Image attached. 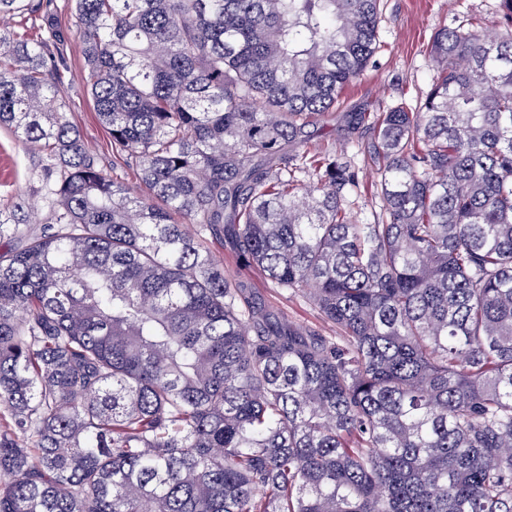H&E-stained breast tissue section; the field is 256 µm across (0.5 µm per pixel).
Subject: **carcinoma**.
I'll use <instances>...</instances> for the list:
<instances>
[{
  "label": "carcinoma",
  "mask_w": 512,
  "mask_h": 512,
  "mask_svg": "<svg viewBox=\"0 0 512 512\" xmlns=\"http://www.w3.org/2000/svg\"><path fill=\"white\" fill-rule=\"evenodd\" d=\"M380 0H72L132 191L70 120L53 30L0 33V127L49 225L0 209V512H512V31L439 28L425 101L303 150ZM295 150L290 152L288 147ZM313 304L303 327L204 245ZM355 163L359 186L350 197L351 214L357 224H374L381 211L380 198L376 193V184L380 180L378 167L367 153H360Z\"/></svg>",
  "instance_id": "1"
}]
</instances>
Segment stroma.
I'll use <instances>...</instances> for the list:
<instances>
[{
    "instance_id": "35a3bbf8",
    "label": "stroma",
    "mask_w": 512,
    "mask_h": 512,
    "mask_svg": "<svg viewBox=\"0 0 512 512\" xmlns=\"http://www.w3.org/2000/svg\"><path fill=\"white\" fill-rule=\"evenodd\" d=\"M30 2V11L0 16V31L35 35L49 26L60 31L64 37L65 57L62 86L69 116L99 168L125 185L137 187L135 169L113 162L112 138L99 122L86 92L81 44L76 35L71 0ZM466 14L482 17L491 35H502L507 31L499 0H381L379 51L360 79L342 91L333 112L312 127L307 150L312 153L340 150L347 136L348 113L363 109L380 112L402 99L423 102L436 77V70L428 58L431 37L440 26H456L459 18ZM355 163L359 185L350 198L351 214L356 223L372 224L381 211L376 193L380 174L369 155L359 154ZM40 166L39 152L23 144L10 129L0 127V208H9L18 200H26L44 224L50 219V208L40 190ZM207 245L215 259L223 264L230 281L247 280L268 305L283 311L296 324L335 334V325L324 320L313 305L272 287L257 270L243 269L223 238L211 237Z\"/></svg>"
}]
</instances>
